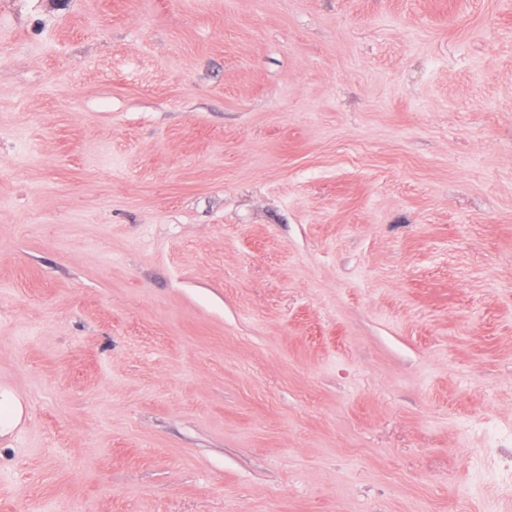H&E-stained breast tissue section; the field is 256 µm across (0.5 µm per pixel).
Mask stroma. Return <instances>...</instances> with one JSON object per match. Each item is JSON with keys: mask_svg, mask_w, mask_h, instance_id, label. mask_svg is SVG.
<instances>
[{"mask_svg": "<svg viewBox=\"0 0 512 512\" xmlns=\"http://www.w3.org/2000/svg\"><path fill=\"white\" fill-rule=\"evenodd\" d=\"M0 512H512V0H0Z\"/></svg>", "mask_w": 512, "mask_h": 512, "instance_id": "stroma-1", "label": "stroma"}]
</instances>
